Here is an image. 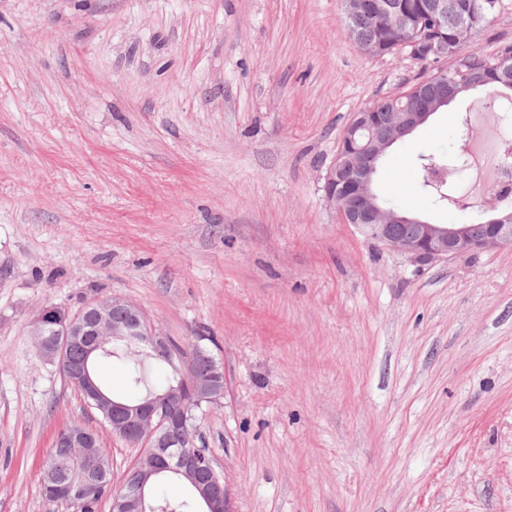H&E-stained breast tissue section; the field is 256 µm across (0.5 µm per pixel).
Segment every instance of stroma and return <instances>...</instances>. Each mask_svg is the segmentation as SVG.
I'll use <instances>...</instances> for the list:
<instances>
[{
  "label": "stroma",
  "mask_w": 512,
  "mask_h": 512,
  "mask_svg": "<svg viewBox=\"0 0 512 512\" xmlns=\"http://www.w3.org/2000/svg\"><path fill=\"white\" fill-rule=\"evenodd\" d=\"M512 43V0L470 47ZM429 74L364 54L340 0H0V512H52L56 433L138 451L39 354L30 320L113 294L177 344L209 337L224 399L196 410L234 512H512V247L416 264L341 223L322 177L358 112ZM458 98L383 158L419 193ZM75 469V462L67 455L60 451L59 448L54 447V441L51 448H49L43 465L44 476V499L52 505H58L54 498L49 495L48 487L52 485L50 477L64 479L69 473Z\"/></svg>",
  "instance_id": "stroma-1"
}]
</instances>
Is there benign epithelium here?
Segmentation results:
<instances>
[{
	"mask_svg": "<svg viewBox=\"0 0 512 512\" xmlns=\"http://www.w3.org/2000/svg\"><path fill=\"white\" fill-rule=\"evenodd\" d=\"M344 12L363 10L400 23L390 0H342ZM428 112H396L390 118V133L372 135L363 152L348 161L336 156L326 170L323 181L324 198L337 212L341 223L350 224L367 238L404 254L417 264L432 263L451 256L512 246V215L501 214L483 224H435L402 212L381 208L374 192L373 176L379 158L386 148L412 133L427 121ZM371 112H356L341 139H353L373 127ZM350 177L356 194L336 197V183ZM404 226L413 233L400 232ZM43 357L61 365L64 347L82 344L86 353L93 351L90 337L98 341L110 339L132 341L158 358L167 361L178 376V384L167 392L149 396L134 405L112 402L108 413L112 434L131 448L140 449L138 456H158L165 460L167 470L185 477L200 493L207 512H233L230 494L218 481L202 482L193 466L194 432L188 428L187 412L214 395L227 390L224 367L211 352L196 347L191 357L177 352L169 337L157 332L142 308L121 296L97 298L86 303L72 315L58 306L43 308L30 323ZM97 435L86 429L71 432L60 444L79 464L84 465L83 449L95 447ZM86 474L71 478L60 487L57 497L72 500L81 494Z\"/></svg>",
	"mask_w": 512,
	"mask_h": 512,
	"instance_id": "obj_1",
	"label": "benign epithelium"
}]
</instances>
